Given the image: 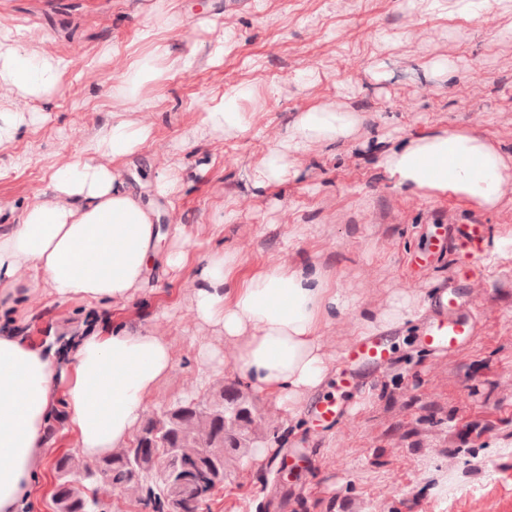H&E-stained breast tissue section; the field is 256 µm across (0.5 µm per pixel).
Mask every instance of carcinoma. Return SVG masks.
Here are the masks:
<instances>
[{"mask_svg": "<svg viewBox=\"0 0 512 512\" xmlns=\"http://www.w3.org/2000/svg\"><path fill=\"white\" fill-rule=\"evenodd\" d=\"M243 399L233 386L212 394L208 406L177 404L149 417L128 445L110 456L85 461L74 454L57 459L56 512H106L99 491L146 492L154 512H198L200 504L224 484L226 454L249 448L258 425L246 418L224 416V402ZM171 461L167 479L145 482Z\"/></svg>", "mask_w": 512, "mask_h": 512, "instance_id": "carcinoma-1", "label": "carcinoma"}]
</instances>
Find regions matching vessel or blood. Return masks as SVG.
Returning <instances> with one entry per match:
<instances>
[{"label": "vessel or blood", "instance_id": "b4317fda", "mask_svg": "<svg viewBox=\"0 0 512 512\" xmlns=\"http://www.w3.org/2000/svg\"><path fill=\"white\" fill-rule=\"evenodd\" d=\"M453 241L471 255L472 261L451 272L447 283L437 286L428 298L431 318L423 331L422 343L438 354L470 344L479 333L478 312L464 306L462 298L465 288L482 278L481 260L490 248L491 233L484 224H459L453 230ZM389 358L387 337L366 336L353 342L343 354L346 370L339 379L341 387L355 388L362 371L380 372ZM308 413L317 425L326 427L337 425L343 418L337 401L320 397L311 400Z\"/></svg>", "mask_w": 512, "mask_h": 512}]
</instances>
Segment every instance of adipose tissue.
<instances>
[{
  "instance_id": "ef3b65f1",
  "label": "adipose tissue",
  "mask_w": 512,
  "mask_h": 512,
  "mask_svg": "<svg viewBox=\"0 0 512 512\" xmlns=\"http://www.w3.org/2000/svg\"><path fill=\"white\" fill-rule=\"evenodd\" d=\"M156 36L154 26L141 29L140 38L153 44V53L132 62L120 80L134 87L152 80L158 61L166 58L179 69L192 68L191 57L170 58ZM64 69L62 60L19 48L0 34V83L23 97L49 100ZM251 93L245 86L225 93L207 112V122L227 131L244 129L246 117L238 106ZM351 124L345 112L301 113L287 151L301 152L316 139L338 141ZM150 133L145 124L113 122L88 143V161L54 170L58 203L32 204L18 223L0 225L1 307L14 309L22 297L45 293L61 301L120 304L139 289L155 248L153 213L114 169L91 158L123 159L140 150ZM383 167L407 191L450 190L486 209L495 208L512 186L502 154L472 132L419 138L387 154ZM236 264L232 253L207 257L198 272L196 314L223 330L225 338H243L238 373L248 386L283 402L299 401L324 381L319 330L342 300L315 265L275 263L240 283L233 275ZM72 346L65 378L67 429L77 453L95 459L128 444L147 397L173 370L174 356L163 338L128 329L81 335ZM57 374L55 348L0 331V512H19L32 494L59 395Z\"/></svg>"
}]
</instances>
